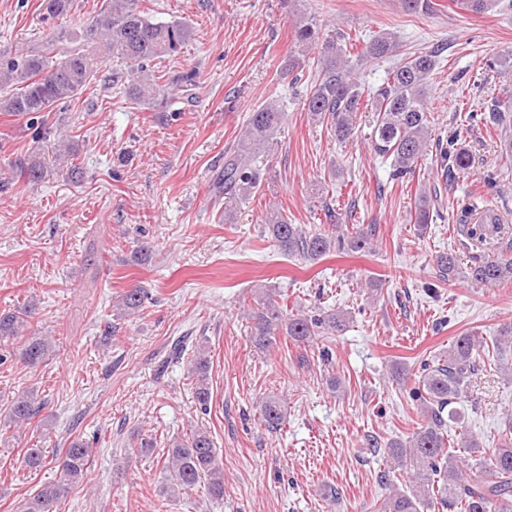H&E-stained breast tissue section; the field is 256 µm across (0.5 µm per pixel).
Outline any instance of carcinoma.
Wrapping results in <instances>:
<instances>
[{
	"mask_svg": "<svg viewBox=\"0 0 512 512\" xmlns=\"http://www.w3.org/2000/svg\"><path fill=\"white\" fill-rule=\"evenodd\" d=\"M294 0L296 20L284 70L292 73L316 62L314 81L305 91L304 107L311 117L325 125L336 141L354 138L358 114L363 102L370 103L375 154L391 160L392 180H403L415 172L418 164L435 148V158L444 180L452 181L471 165L469 151L462 142L469 134L467 126L451 127L444 135H435L428 111L430 77L438 64L437 51L407 54L389 74L387 85L365 89L356 71L364 61L396 56L398 44L391 33L382 32L363 41L362 49L345 33L325 31L316 16L299 9ZM71 0H42L50 17L69 11ZM464 9L482 15L500 5L498 0H461ZM405 11L431 14L436 0H401ZM189 37L188 27L180 21L160 22L138 7V0H102L93 20L60 34L41 53L11 61L0 69V112L27 116L49 112L69 103L84 88L97 80L103 64L115 63L111 85L126 97L153 110L165 109L173 88L191 90L195 72L173 75L165 80L153 74L150 65L163 55L177 53ZM504 78L502 95L495 97L482 113L486 124L500 131V152L512 158V53L494 62ZM280 102L268 101L249 113L234 150L224 154V170L213 183L215 195L224 198V223H234L237 209L249 202L262 185L264 174L255 164L257 157L271 150L285 121ZM74 157L72 148L63 145L15 165L17 177L38 184L54 173L63 157ZM71 178L79 174L76 164L65 169ZM436 210L426 192L415 196L413 223L426 232ZM476 224L503 225L498 209L462 207L460 223L471 219ZM263 224L274 247L290 257L298 256L315 263L333 250L354 253L372 251L376 228L372 225L343 229L334 224L329 230H305L288 222L282 212L269 210ZM438 280L452 284L464 278L471 284L492 286L512 282V252H500L493 259L475 260L461 267L457 252L450 250L435 257ZM144 293L139 288L127 291L119 303L126 315L142 306ZM35 307L26 302L0 314V343L15 344L13 352L24 364L36 367L56 353V342L31 330ZM254 344L269 349L277 337L287 336L305 344L317 338L337 336L344 330L347 314L320 311L314 315L283 313L274 292L267 291L252 310ZM512 347V323L498 330L491 342L469 333L454 337L448 351L426 362L418 370L409 397L420 410V422L405 441L391 440L384 445L387 469L378 474L379 482L391 489L382 504V512H512V413L502 417L498 442L487 449L483 440L468 428L448 433V421L457 415L453 405L468 398V384L486 364V359ZM208 359L205 347H198L194 359L195 398L202 409L210 402L206 375ZM41 403L32 395H21L9 406L8 422L23 426L38 414ZM287 413L282 400L270 396L261 405V418L270 430L283 425ZM92 448L81 438L52 455L60 477L43 486L21 506V512H53V505L80 482L90 467ZM46 450L34 444L26 450L25 461L37 470L45 464ZM410 473L409 482L399 486L401 471ZM170 492L204 488L207 496L224 500V468L210 434L195 431L186 441H176L168 449L164 465Z\"/></svg>",
	"mask_w": 512,
	"mask_h": 512,
	"instance_id": "cac0c4a2",
	"label": "carcinoma"
}]
</instances>
